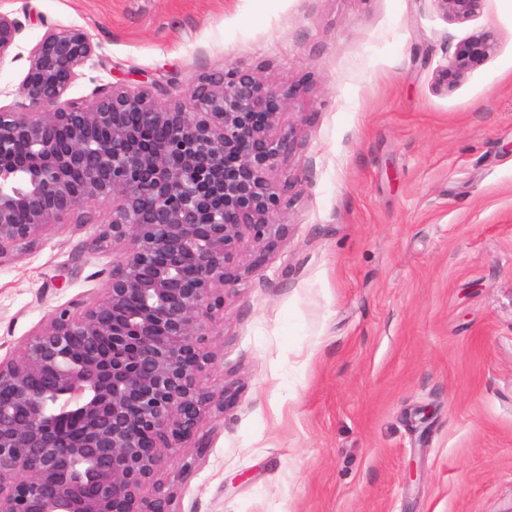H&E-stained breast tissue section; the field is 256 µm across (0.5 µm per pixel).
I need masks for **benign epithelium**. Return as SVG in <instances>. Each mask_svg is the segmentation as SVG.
<instances>
[{"label": "benign epithelium", "instance_id": "7a95c632", "mask_svg": "<svg viewBox=\"0 0 512 512\" xmlns=\"http://www.w3.org/2000/svg\"><path fill=\"white\" fill-rule=\"evenodd\" d=\"M431 2L463 22L484 0ZM22 32L0 11V65L23 58ZM495 51L490 32L461 41L436 89ZM95 52L79 28L46 29L16 89L23 111L0 106V265L106 204L85 248L118 249L100 295L0 359V512H171L158 474L214 402L198 378L206 320L285 235L270 173L296 149L276 112L291 93L234 67L181 91L120 82L67 97Z\"/></svg>", "mask_w": 512, "mask_h": 512}]
</instances>
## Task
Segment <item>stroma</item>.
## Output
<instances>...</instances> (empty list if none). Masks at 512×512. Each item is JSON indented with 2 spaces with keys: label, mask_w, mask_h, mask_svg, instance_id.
<instances>
[{
  "label": "stroma",
  "mask_w": 512,
  "mask_h": 512,
  "mask_svg": "<svg viewBox=\"0 0 512 512\" xmlns=\"http://www.w3.org/2000/svg\"><path fill=\"white\" fill-rule=\"evenodd\" d=\"M96 45L69 94L252 68L294 89L286 237L208 322L232 386L160 479L174 512H512V0L451 23L430 0H0ZM488 31L453 90L433 75ZM95 226L0 267V356L97 294ZM496 46L494 36L486 31L458 43L446 62L435 71L436 89L445 92L454 89L468 71L495 53Z\"/></svg>",
  "instance_id": "1"
}]
</instances>
